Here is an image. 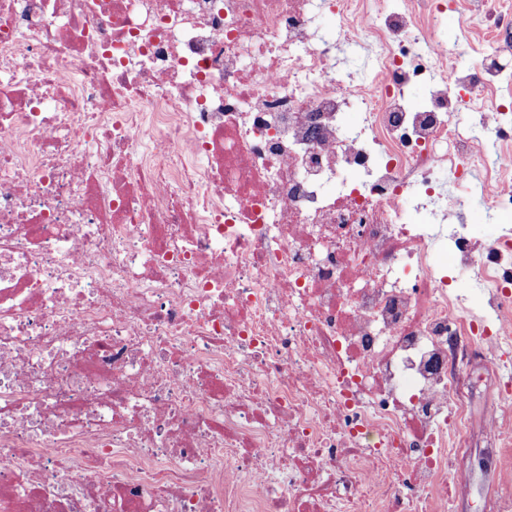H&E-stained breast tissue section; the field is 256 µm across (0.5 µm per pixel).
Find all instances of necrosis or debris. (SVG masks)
Returning a JSON list of instances; mask_svg holds the SVG:
<instances>
[{"label": "necrosis or debris", "mask_w": 512, "mask_h": 512, "mask_svg": "<svg viewBox=\"0 0 512 512\" xmlns=\"http://www.w3.org/2000/svg\"><path fill=\"white\" fill-rule=\"evenodd\" d=\"M417 2L0 0V512H444L468 483L459 354L512 342V233L443 219L475 179L512 208V111L435 30L511 54L512 0ZM483 430L511 496L512 410ZM445 14L447 18L444 19L437 33L439 40L448 44L458 45L469 63H478L493 51V43L488 35L476 36L469 34L459 26L454 16H448V11ZM468 43L473 45L471 54L467 52L466 44Z\"/></svg>", "instance_id": "necrosis-or-debris-1"}]
</instances>
